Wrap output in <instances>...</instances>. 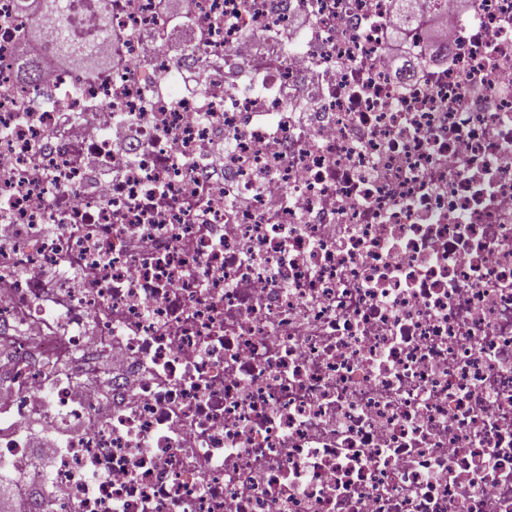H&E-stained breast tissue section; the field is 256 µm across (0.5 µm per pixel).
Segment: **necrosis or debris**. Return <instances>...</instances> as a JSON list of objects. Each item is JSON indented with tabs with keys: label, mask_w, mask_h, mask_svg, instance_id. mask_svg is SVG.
Segmentation results:
<instances>
[{
	"label": "necrosis or debris",
	"mask_w": 512,
	"mask_h": 512,
	"mask_svg": "<svg viewBox=\"0 0 512 512\" xmlns=\"http://www.w3.org/2000/svg\"><path fill=\"white\" fill-rule=\"evenodd\" d=\"M186 2L167 45L158 0H112L120 68L28 82L60 20L0 0L23 512H512V0H446L422 79L379 58L399 30L420 56L424 6ZM64 261L82 285L34 274Z\"/></svg>",
	"instance_id": "1"
}]
</instances>
